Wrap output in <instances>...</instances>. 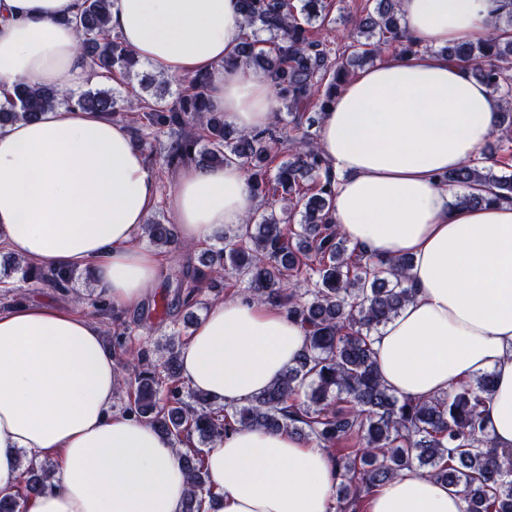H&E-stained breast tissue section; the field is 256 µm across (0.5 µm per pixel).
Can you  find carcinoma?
I'll return each mask as SVG.
<instances>
[{
	"label": "carcinoma",
	"mask_w": 512,
	"mask_h": 512,
	"mask_svg": "<svg viewBox=\"0 0 512 512\" xmlns=\"http://www.w3.org/2000/svg\"><path fill=\"white\" fill-rule=\"evenodd\" d=\"M245 33L224 66L259 70L270 79L278 109L269 125L229 136L224 114L209 104L210 72L179 79L182 90L146 98L117 95L112 88L58 93L51 88L16 87L0 103V128L19 119H36L46 109L68 105L124 121L134 144L153 157L152 139L168 134L160 149L161 168L173 175L192 164L220 167L238 162L247 172L251 193L271 200L263 212L224 237V247L209 250L203 267L182 264L169 284L172 310L198 304L203 285L224 288V271L246 283L247 297L283 310L305 330L307 343L297 360L268 388L246 403L214 405L197 392L180 389V351L166 348L159 362L137 356L135 370L121 379L124 413L145 421L173 441L195 434L212 445L239 427L288 430L320 448L352 443L335 457L337 479L329 512H354L363 495L405 469L414 468L458 489L463 512H512V449L490 447L483 412L493 392L494 376L485 372L467 384L427 400L398 396L380 380L372 335L410 301L414 290L407 272L411 259L374 260L348 249L347 238L332 221L335 176L303 127L304 112L324 111L352 71L372 65L382 47L398 54L419 51L401 26L400 0H375L373 11L349 18L350 42L339 45L313 37L325 25L327 0H237ZM113 0H83L78 18L81 50L91 64L124 78L138 75L140 60L107 26ZM269 35L263 41L257 34ZM442 52L470 66L472 73L503 101L496 130H512V0L493 29ZM286 113L287 118L280 117ZM287 159L273 165L275 153ZM493 153L452 170L442 181L471 190L470 205L512 201V175H496L487 166ZM299 229L294 230L291 225ZM144 232L156 246L175 245L174 227L151 216ZM12 270L24 280L71 287L73 271L44 270L21 259ZM99 315L116 324L113 349L126 335L114 306L91 302ZM206 450L181 454L189 477L183 512H205L214 499L205 469ZM45 464L25 459L13 493H0V512H24L29 498L50 478Z\"/></svg>",
	"instance_id": "carcinoma-1"
}]
</instances>
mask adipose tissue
<instances>
[{
  "instance_id": "1",
  "label": "adipose tissue",
  "mask_w": 512,
  "mask_h": 512,
  "mask_svg": "<svg viewBox=\"0 0 512 512\" xmlns=\"http://www.w3.org/2000/svg\"><path fill=\"white\" fill-rule=\"evenodd\" d=\"M83 0H0V95L16 85L71 91L102 76L78 50ZM503 0H402L420 50L349 80L320 115L317 146L337 176L332 217L368 255L410 257L414 296L373 338L384 384L427 399L494 375L485 432L512 448V203H462L442 173L480 157L502 107L442 46L486 31ZM110 29L142 62L211 71L210 100L240 131L268 125L267 75L228 69L245 30L236 0H114ZM158 177L128 127L58 106L0 129V244L46 269H83L124 307L165 271L137 247ZM255 201L245 170H182L170 209L183 242L244 223ZM304 330L269 305L214 303L180 354V373L214 404L245 403L304 349ZM119 375L99 324L49 304L0 311V492L19 453L54 456L27 512H183L187 474L174 442L115 412ZM216 497L206 512H328L337 483L326 449L285 430L241 427L208 449ZM459 493L408 469L370 493L366 512H460Z\"/></svg>"
}]
</instances>
